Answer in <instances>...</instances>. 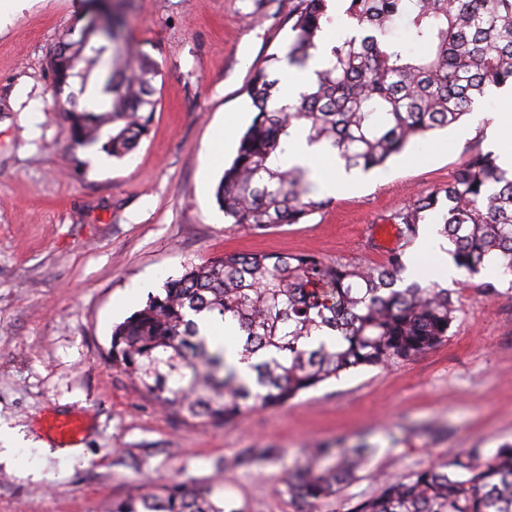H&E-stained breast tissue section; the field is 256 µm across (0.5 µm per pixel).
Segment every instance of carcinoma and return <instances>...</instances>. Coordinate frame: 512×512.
<instances>
[{"mask_svg":"<svg viewBox=\"0 0 512 512\" xmlns=\"http://www.w3.org/2000/svg\"><path fill=\"white\" fill-rule=\"evenodd\" d=\"M331 0H299L282 58L308 68L321 33L333 22ZM346 32L315 80L278 104L279 81L263 68L246 93L254 108L232 163L215 191L224 216L250 231L300 224L327 207L309 164L291 162L296 129L336 155L346 173L380 168L437 130L477 119L494 88L512 86V0H339ZM402 25L408 38L390 36ZM93 24L49 60L55 106L69 121L72 145L116 158L132 153L155 112L156 63L120 55ZM98 71L102 110H80L59 95L71 80ZM442 214L456 268L474 276L492 264L512 276V169L499 157L469 151L448 185L392 216L400 244L379 264L346 265L316 255L226 254L185 268L112 329V365L134 376L171 412L222 425L257 406L285 405L319 385L364 368L410 361L442 344L456 319L455 290L404 284V257L420 225ZM238 330L244 377L209 348L195 317ZM375 449L304 450L286 480L298 512H311L360 478ZM180 485L112 504V512H236ZM346 512H512V443L451 455L408 476L384 480L375 494L346 502Z\"/></svg>","mask_w":512,"mask_h":512,"instance_id":"obj_1","label":"carcinoma"}]
</instances>
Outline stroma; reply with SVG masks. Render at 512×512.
Listing matches in <instances>:
<instances>
[{
	"label": "stroma",
	"mask_w": 512,
	"mask_h": 512,
	"mask_svg": "<svg viewBox=\"0 0 512 512\" xmlns=\"http://www.w3.org/2000/svg\"><path fill=\"white\" fill-rule=\"evenodd\" d=\"M127 44L159 65L150 133L117 159L72 148L53 110L47 61L84 23L85 0H32L0 30V425L52 440L47 421L81 415L82 459L45 452L0 462V512H112L113 503L180 484L214 490L238 512H296L284 481L310 444L376 453L360 480L317 512L479 447L512 442V282L469 281L446 341L412 361L328 381L291 403L216 425L164 412L113 367L112 329L184 267L225 253H305L358 265L388 252L375 226L442 188L468 149L502 154L499 121L512 88L491 93L483 123L464 121L407 148L386 167L346 177L303 224L249 233L214 190L253 112L255 68L284 74L297 0H110ZM232 128L221 152L217 135ZM499 293L485 300V283ZM246 448L273 454L237 466Z\"/></svg>",
	"instance_id": "35a3bbf8"
}]
</instances>
